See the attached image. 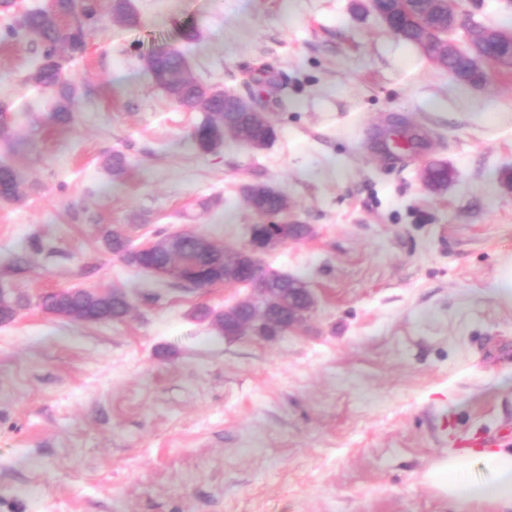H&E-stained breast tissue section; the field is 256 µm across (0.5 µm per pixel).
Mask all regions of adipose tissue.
<instances>
[{
    "instance_id": "obj_1",
    "label": "adipose tissue",
    "mask_w": 512,
    "mask_h": 512,
    "mask_svg": "<svg viewBox=\"0 0 512 512\" xmlns=\"http://www.w3.org/2000/svg\"><path fill=\"white\" fill-rule=\"evenodd\" d=\"M428 477L450 502L469 508L486 504L494 512H512L510 447L449 454Z\"/></svg>"
}]
</instances>
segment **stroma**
<instances>
[{"label":"stroma","mask_w":512,"mask_h":512,"mask_svg":"<svg viewBox=\"0 0 512 512\" xmlns=\"http://www.w3.org/2000/svg\"><path fill=\"white\" fill-rule=\"evenodd\" d=\"M68 74L76 121L47 122L25 78L39 44L0 41V102L19 134L0 160V284L27 302L0 323V512H459L424 475L470 438L512 444V73L459 84L365 0H131ZM194 25L197 39L179 37ZM186 48L200 83L244 97L266 68L276 141L202 154L144 58ZM421 140L389 151L384 133ZM122 154L126 168L107 166ZM453 179L435 190L433 163ZM288 197L311 240L268 263L316 298L272 341L194 319L244 286L186 290L127 267L102 236L192 232L244 244L242 188ZM29 263L10 271L17 253ZM124 289L119 323L44 312L40 295ZM23 185V179L15 168L0 165V200H18L23 194Z\"/></svg>","instance_id":"stroma-1"}]
</instances>
